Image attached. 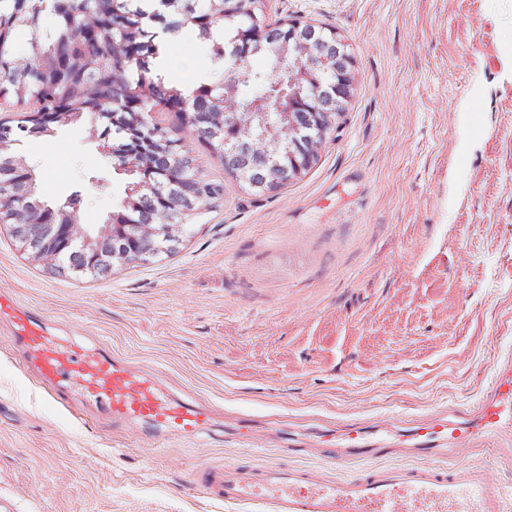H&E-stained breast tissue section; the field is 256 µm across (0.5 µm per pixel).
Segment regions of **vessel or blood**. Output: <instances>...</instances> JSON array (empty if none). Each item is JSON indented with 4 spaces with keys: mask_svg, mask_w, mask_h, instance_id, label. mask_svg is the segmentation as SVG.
Here are the masks:
<instances>
[{
    "mask_svg": "<svg viewBox=\"0 0 512 512\" xmlns=\"http://www.w3.org/2000/svg\"><path fill=\"white\" fill-rule=\"evenodd\" d=\"M20 359L54 400L78 391L101 408L113 428L147 424L185 438L205 434L210 411L173 396L154 375L134 370L111 350L85 348L46 335L42 319L0 293ZM320 448L336 466L362 461L364 472L332 478L297 465L197 469L192 486L227 504H258L269 512H503V491L486 468L468 463L477 448L512 460V357L496 368L492 387L471 407L437 411L394 426L380 419L289 439L287 450Z\"/></svg>",
    "mask_w": 512,
    "mask_h": 512,
    "instance_id": "vessel-or-blood-1",
    "label": "vessel or blood"
}]
</instances>
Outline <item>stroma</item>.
I'll use <instances>...</instances> for the list:
<instances>
[{
    "label": "stroma",
    "instance_id": "35a3bbf8",
    "mask_svg": "<svg viewBox=\"0 0 512 512\" xmlns=\"http://www.w3.org/2000/svg\"><path fill=\"white\" fill-rule=\"evenodd\" d=\"M269 20L331 28L354 93L316 164L243 189L200 147L224 198L174 254L95 278L49 272L0 235V290L55 331L142 364L179 398L288 426L462 410L512 353V0H265ZM11 152L44 195L87 190L79 221L125 195L88 118ZM325 457L113 430L70 413L0 323V512H250L203 499L200 465Z\"/></svg>",
    "mask_w": 512,
    "mask_h": 512
}]
</instances>
